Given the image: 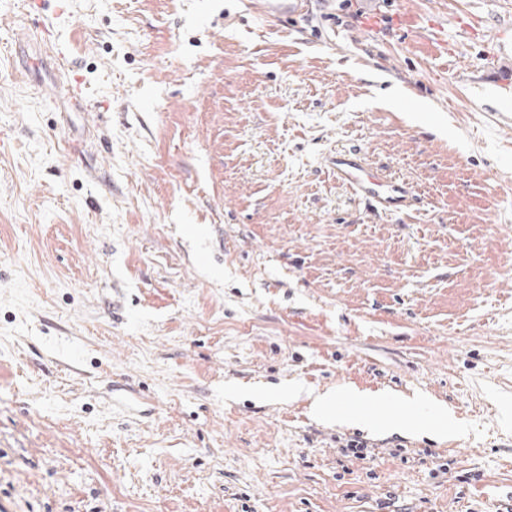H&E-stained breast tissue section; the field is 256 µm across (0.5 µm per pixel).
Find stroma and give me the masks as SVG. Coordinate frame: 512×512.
Returning <instances> with one entry per match:
<instances>
[{
    "instance_id": "stroma-1",
    "label": "stroma",
    "mask_w": 512,
    "mask_h": 512,
    "mask_svg": "<svg viewBox=\"0 0 512 512\" xmlns=\"http://www.w3.org/2000/svg\"><path fill=\"white\" fill-rule=\"evenodd\" d=\"M29 2L0 0V503L491 512L512 486V0L278 22L262 0ZM336 150L415 205L371 209ZM341 387L399 412L316 418Z\"/></svg>"
}]
</instances>
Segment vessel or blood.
I'll return each mask as SVG.
<instances>
[{"label":"vessel or blood","mask_w":512,"mask_h":512,"mask_svg":"<svg viewBox=\"0 0 512 512\" xmlns=\"http://www.w3.org/2000/svg\"><path fill=\"white\" fill-rule=\"evenodd\" d=\"M302 0H264L268 19L280 20L300 13ZM329 171L355 192L359 199L368 202L383 213L402 212L413 203V190L403 181L369 169L363 156L355 151L330 154Z\"/></svg>","instance_id":"obj_1"}]
</instances>
